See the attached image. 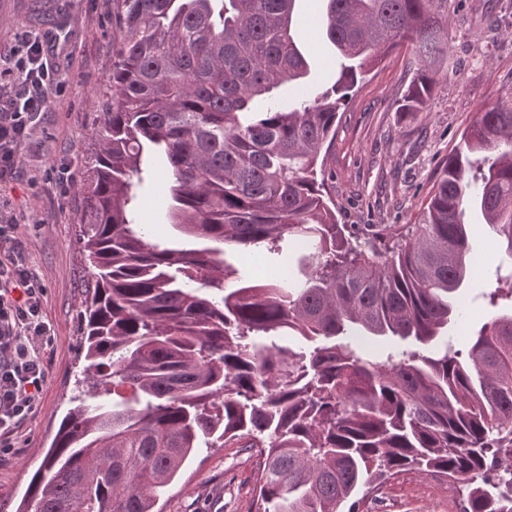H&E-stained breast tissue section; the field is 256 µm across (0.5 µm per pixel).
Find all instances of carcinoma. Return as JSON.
<instances>
[{
	"instance_id": "obj_1",
	"label": "carcinoma",
	"mask_w": 512,
	"mask_h": 512,
	"mask_svg": "<svg viewBox=\"0 0 512 512\" xmlns=\"http://www.w3.org/2000/svg\"><path fill=\"white\" fill-rule=\"evenodd\" d=\"M297 0H112L117 49L81 186L83 390L18 512H157L186 461L258 449L257 512H358L406 471L512 512V310L455 349L478 210L512 263V97L477 113L420 223L363 243L336 222L321 154L367 72L412 47L421 112L448 0H324L336 82L282 103L308 63ZM163 152L170 247L137 223Z\"/></svg>"
}]
</instances>
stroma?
<instances>
[{"label": "stroma", "instance_id": "stroma-1", "mask_svg": "<svg viewBox=\"0 0 512 512\" xmlns=\"http://www.w3.org/2000/svg\"><path fill=\"white\" fill-rule=\"evenodd\" d=\"M324 0H298L300 45L309 63L301 88L281 86L285 100L299 89L322 91L336 80V54L320 38ZM60 31L66 36L53 58L57 87L51 111L41 113L21 144L22 164L0 183V219L17 226L25 263L43 290L42 310L52 339L40 356L47 368L32 413L19 421L9 450L0 453V512H16L43 450L70 408L81 371L80 311L88 264L78 241L80 187L87 177L93 128L102 110V85L112 70V0H0V60L22 54L20 30ZM448 52L439 81L422 112L400 109L416 67L410 48L387 56L354 89L337 118L327 151V188L339 223L357 232L417 223L436 169L453 154L477 112L512 95V0H448ZM153 184L141 218L165 238L177 234L163 215L167 178L154 156ZM71 180L60 182L62 169ZM478 270L468 282L461 321L448 333L465 340L490 320L495 308L479 301L499 283L494 275L500 248L480 214L468 216ZM257 457L234 443L202 450L160 501L162 512H255ZM464 490L447 480L406 472L387 481L380 497L365 496L360 512H459Z\"/></svg>", "mask_w": 512, "mask_h": 512}]
</instances>
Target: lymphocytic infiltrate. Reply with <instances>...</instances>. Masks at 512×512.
I'll return each instance as SVG.
<instances>
[{
    "label": "lymphocytic infiltrate",
    "instance_id": "obj_1",
    "mask_svg": "<svg viewBox=\"0 0 512 512\" xmlns=\"http://www.w3.org/2000/svg\"><path fill=\"white\" fill-rule=\"evenodd\" d=\"M24 54L0 67V182L12 178L20 159L17 149L30 135L41 112L52 104L55 71L49 56L60 47L52 33L24 36ZM42 289L22 254L0 261V445L31 412L46 380L37 353L51 328L42 316Z\"/></svg>",
    "mask_w": 512,
    "mask_h": 512
}]
</instances>
